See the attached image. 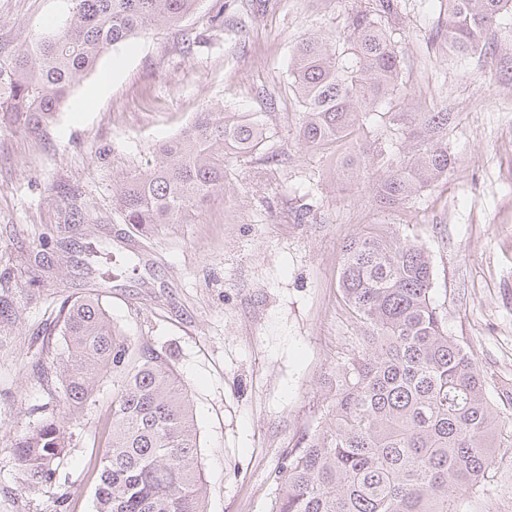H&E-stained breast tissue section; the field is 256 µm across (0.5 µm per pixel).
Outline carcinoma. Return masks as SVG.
I'll return each mask as SVG.
<instances>
[{
    "label": "carcinoma",
    "mask_w": 512,
    "mask_h": 512,
    "mask_svg": "<svg viewBox=\"0 0 512 512\" xmlns=\"http://www.w3.org/2000/svg\"><path fill=\"white\" fill-rule=\"evenodd\" d=\"M197 2L69 0L51 36L0 57V112L35 127L49 123L107 48L180 25ZM446 6L448 53L497 50L486 35L512 13V0ZM399 13L400 0H367L347 12L335 37H303L288 66L302 107L301 147L317 152L352 142L337 167L340 184L386 159L381 142L363 138L377 120L415 141L373 185L388 209L447 177L455 163L447 141L455 113L378 110L405 101L389 28ZM266 139L263 124L246 112H199L144 170L113 173L112 208L125 224H189L224 193L226 159L246 157ZM341 252L338 285L361 347L338 368L320 429L289 457L273 512H455L457 501L483 490L499 431L512 417L493 409L490 377L448 335L422 246L370 229ZM57 324L61 343L39 379L62 409H84L104 377L117 379L95 465V512H206L193 406L167 357L131 345L95 297L63 300ZM70 439L65 416L53 411L18 436L13 454L26 489L56 482Z\"/></svg>",
    "instance_id": "obj_1"
}]
</instances>
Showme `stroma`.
Wrapping results in <instances>:
<instances>
[{"label": "stroma", "instance_id": "stroma-1", "mask_svg": "<svg viewBox=\"0 0 512 512\" xmlns=\"http://www.w3.org/2000/svg\"><path fill=\"white\" fill-rule=\"evenodd\" d=\"M354 0H199L179 26L108 48L54 120L35 134L0 123V512H95L91 473L112 413L113 381L68 418L56 483L27 490L11 446L52 409L38 369L60 303L101 298L136 345L170 356L193 404L207 512H272L288 454L330 403L337 367L359 347L338 288L344 242L368 225L423 245L449 336L491 375L495 409L512 390V16L494 54L450 58L442 0H401V80L410 109L457 113L447 178L390 210L383 170L331 189L337 158L301 148L288 56L332 33ZM68 0H0V54L15 53ZM247 112L268 137L229 159L226 190L190 224H124L112 174L137 173L196 113ZM78 200L89 222L68 224ZM457 512H512V426ZM67 496V507L58 499Z\"/></svg>", "mask_w": 512, "mask_h": 512}]
</instances>
